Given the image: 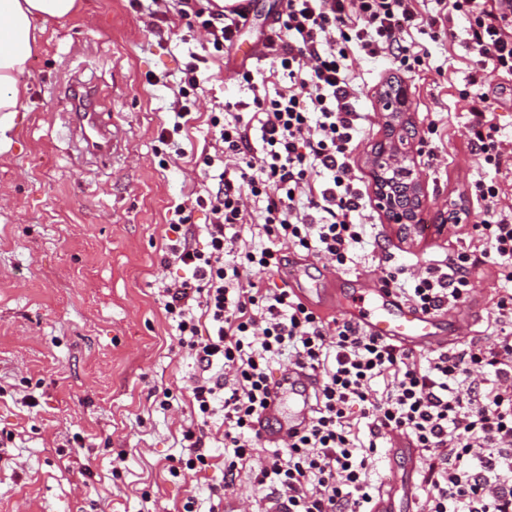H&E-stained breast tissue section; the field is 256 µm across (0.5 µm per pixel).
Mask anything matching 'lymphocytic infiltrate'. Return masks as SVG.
Here are the masks:
<instances>
[{
  "mask_svg": "<svg viewBox=\"0 0 512 512\" xmlns=\"http://www.w3.org/2000/svg\"><path fill=\"white\" fill-rule=\"evenodd\" d=\"M456 12L467 19L463 36L476 57L471 147L480 164L512 172V154L487 117L488 74L512 76V0H453L451 10L425 13L415 0H286L266 43L284 84L271 91L242 73L248 100L225 102L209 119L222 149L203 165L216 172V190L171 211L174 237L163 261L185 275L164 284L163 309L200 370L190 385L194 410L204 426L222 417L231 450L225 475L256 459L253 486L287 512H371V472L394 433L421 452V512H512V214L499 207V184L474 185L486 218L472 227V248L442 267H388L382 277L404 301L438 312L469 297L475 270L493 271L507 286L491 315V343L425 357L345 319L324 320L293 290L265 282L289 250L343 265L372 235L371 225L355 221L366 200L349 156L365 115L345 44L371 58L403 54L409 30L450 27ZM179 15L206 42L186 64L180 108L159 135L178 155L198 71L234 41L250 9L240 0H181ZM197 206L209 213L200 228L192 222ZM248 222L256 239L238 232ZM277 366L307 369L319 388L308 427L260 460L254 424Z\"/></svg>",
  "mask_w": 512,
  "mask_h": 512,
  "instance_id": "lymphocytic-infiltrate-1",
  "label": "lymphocytic infiltrate"
}]
</instances>
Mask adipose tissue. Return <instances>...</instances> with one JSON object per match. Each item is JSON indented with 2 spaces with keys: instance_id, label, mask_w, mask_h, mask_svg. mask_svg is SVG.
Instances as JSON below:
<instances>
[{
  "instance_id": "obj_1",
  "label": "adipose tissue",
  "mask_w": 512,
  "mask_h": 512,
  "mask_svg": "<svg viewBox=\"0 0 512 512\" xmlns=\"http://www.w3.org/2000/svg\"><path fill=\"white\" fill-rule=\"evenodd\" d=\"M76 0H0V112L20 111L21 73L38 47L42 22L70 16Z\"/></svg>"
}]
</instances>
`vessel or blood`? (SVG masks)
Segmentation results:
<instances>
[{
  "label": "vessel or blood",
  "mask_w": 512,
  "mask_h": 512,
  "mask_svg": "<svg viewBox=\"0 0 512 512\" xmlns=\"http://www.w3.org/2000/svg\"><path fill=\"white\" fill-rule=\"evenodd\" d=\"M69 126L78 133L86 153L97 156L102 163H111L118 133L109 129L100 113L71 114ZM341 315L373 335L411 348L444 349L451 343L450 338L441 335L437 315L403 301L382 284L347 299ZM316 387L315 378L307 370L290 367L284 371L255 424L264 441L278 445L306 428L311 419L310 399ZM389 457L406 465L403 491L398 495L390 490L381 492L372 512H414L418 502L415 476L419 470V451L410 440L397 436L391 442Z\"/></svg>",
  "instance_id": "1"
}]
</instances>
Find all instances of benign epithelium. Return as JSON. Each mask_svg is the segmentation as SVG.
<instances>
[{"mask_svg":"<svg viewBox=\"0 0 512 512\" xmlns=\"http://www.w3.org/2000/svg\"><path fill=\"white\" fill-rule=\"evenodd\" d=\"M408 102L404 85L380 93L385 136L375 144L371 155L376 207L405 239L415 236L419 213L426 202L424 184L415 170L421 136L406 117Z\"/></svg>","mask_w":512,"mask_h":512,"instance_id":"obj_1","label":"benign epithelium"}]
</instances>
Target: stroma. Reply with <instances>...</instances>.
Wrapping results in <instances>:
<instances>
[{
  "instance_id": "stroma-1",
  "label": "stroma",
  "mask_w": 512,
  "mask_h": 512,
  "mask_svg": "<svg viewBox=\"0 0 512 512\" xmlns=\"http://www.w3.org/2000/svg\"><path fill=\"white\" fill-rule=\"evenodd\" d=\"M177 0L151 18L131 0H79L78 11L44 25L40 48L19 74L24 108L0 135V512H183L194 499L209 512L224 479V428L210 423V467L170 477L184 430L197 426L187 387L197 366L165 316L162 285L182 277L163 264L174 205L206 195L197 161L214 154L211 112L247 98L240 73L280 82L262 54L285 0H250L252 22L200 74L183 155L159 140L188 60L189 36ZM411 53L424 59L409 75L402 57L356 55L353 69L367 115L350 155L367 207L360 223L377 225L378 244L340 266L298 252L308 280L349 294L376 283L385 267L445 263L467 247L438 233L454 199L469 223L482 204L476 180L500 183L512 207V178L481 165L469 144L466 98L475 57L447 32L412 30ZM404 81L409 118L423 137L417 172L426 187L421 211L428 232L399 237L373 206L369 154L383 136L378 92ZM95 90L94 106L126 132L120 160L77 162L68 131L66 87ZM499 283L481 273L460 317L473 342H492L488 325ZM173 406L162 409L163 396Z\"/></svg>"
}]
</instances>
